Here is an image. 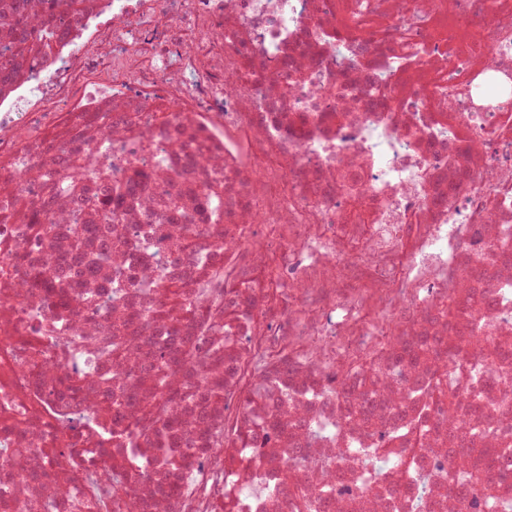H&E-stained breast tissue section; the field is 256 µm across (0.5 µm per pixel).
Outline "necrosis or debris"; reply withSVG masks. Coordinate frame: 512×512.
<instances>
[{
  "label": "necrosis or debris",
  "mask_w": 512,
  "mask_h": 512,
  "mask_svg": "<svg viewBox=\"0 0 512 512\" xmlns=\"http://www.w3.org/2000/svg\"><path fill=\"white\" fill-rule=\"evenodd\" d=\"M60 17L0 83V512H70L81 471L133 452L138 512H298L304 487L311 512H412L421 472L424 512H490L512 490V374L490 360L512 356V0ZM73 153L116 183L148 175L114 201L104 259ZM188 237L174 306L157 275ZM79 254L94 275L62 277ZM32 262L63 310L28 287ZM173 342L200 375L146 369ZM430 373L444 401L421 393ZM142 403L166 406L164 447L128 438ZM480 457L497 480L461 484Z\"/></svg>",
  "instance_id": "obj_1"
}]
</instances>
